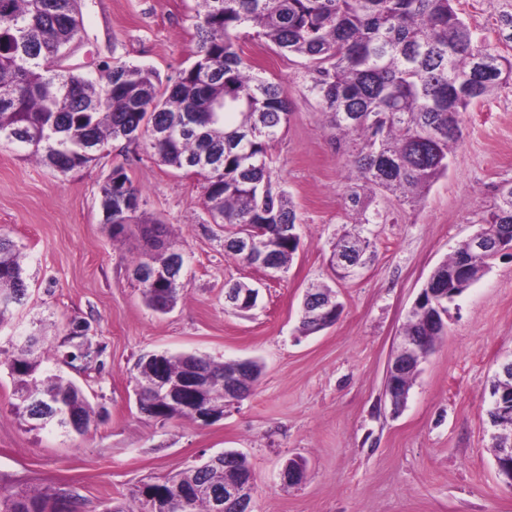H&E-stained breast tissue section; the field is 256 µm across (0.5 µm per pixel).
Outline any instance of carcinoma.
Segmentation results:
<instances>
[{
	"instance_id": "obj_1",
	"label": "carcinoma",
	"mask_w": 512,
	"mask_h": 512,
	"mask_svg": "<svg viewBox=\"0 0 512 512\" xmlns=\"http://www.w3.org/2000/svg\"><path fill=\"white\" fill-rule=\"evenodd\" d=\"M197 59L160 91L153 73L140 66L107 67L112 83L99 88L90 79L63 70V48L80 28L78 0H0V142L66 175L109 151L112 142H143L170 167L203 180L204 207L214 224L237 230L224 238V252L249 265L240 242L254 224L263 226L265 268H287L300 243L293 201L272 186L269 150L287 123L283 86L251 70L241 55L237 32L254 36L313 64L311 90L322 101L348 162L369 197L390 193L413 202L448 170L449 155L462 139L463 114L502 82L512 79V61L473 39L454 0H198ZM481 57L491 73L479 69ZM100 205L112 236L121 234L141 208V194L121 167L101 187ZM345 209L351 228L333 244L330 266L375 256L365 226L381 213L352 191ZM491 237L512 240V193H496L480 221ZM150 253L133 264L132 274L147 303L158 311L173 305L183 288L177 273L159 286L143 271L184 268L182 253L169 250L165 230L147 224ZM488 266L484 257L459 244L443 261L430 288H469ZM28 285L14 242L0 234V325L26 297ZM85 333L70 330L61 346L71 365L81 358ZM42 338L12 345L8 360L16 396L35 393L41 406L14 405L15 415L38 428L85 433L91 408L81 389L59 376L37 379ZM152 376L136 377L139 409L169 421L203 420L191 412L156 404L153 385L187 373H209L221 389L236 361L218 363L198 355L167 352L144 355ZM224 489V464L189 467L140 491V506L105 512H213L210 492ZM59 496L0 494V512H60Z\"/></svg>"
}]
</instances>
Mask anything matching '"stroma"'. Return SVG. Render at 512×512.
<instances>
[{
  "label": "stroma",
  "instance_id": "stroma-1",
  "mask_svg": "<svg viewBox=\"0 0 512 512\" xmlns=\"http://www.w3.org/2000/svg\"><path fill=\"white\" fill-rule=\"evenodd\" d=\"M474 37L512 58V0H458ZM81 28L70 59L104 86L107 65L153 71L166 85L196 59L197 0H79ZM241 29L247 63L280 81L290 115L271 149L274 188L292 197L300 245L286 272L270 276L224 253L208 221L200 178L163 165L143 145L113 143L95 164L66 175L0 144V233L21 253L24 305L0 326V349L43 337L44 374L74 381L93 411L82 435L30 429L13 411L14 379L0 364V491H48L74 512L133 503L144 485L225 451L246 456L253 512H512V486L499 476L486 410L499 365L512 358V254L498 255L480 280L448 306L445 334L421 363L405 408L384 396L388 359L433 269L478 228L495 188L512 181V82L471 105L448 172L419 203L378 207L376 256L353 280H336L332 245L345 228L347 157L310 92V62ZM123 167L145 218L166 225L186 258L184 290L166 313L147 306L132 275L142 257L141 226L113 236L100 187ZM235 282L258 288L255 307L224 299ZM330 286L338 320L299 333L303 298ZM89 325L101 354L77 370L55 355L72 322ZM195 354L218 362L254 359L261 375L246 397L205 424L142 413L135 364L148 353ZM303 480L281 483L288 460Z\"/></svg>",
  "mask_w": 512,
  "mask_h": 512
}]
</instances>
